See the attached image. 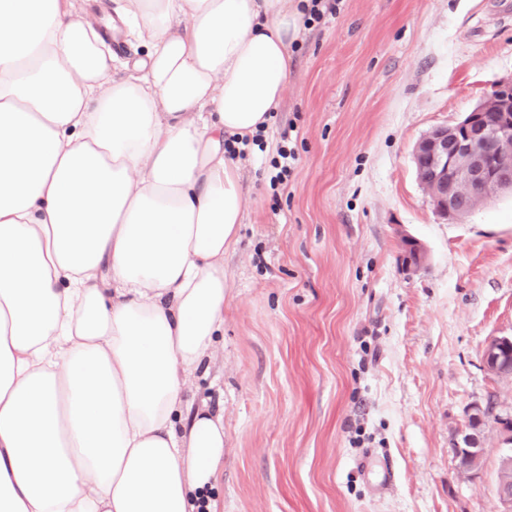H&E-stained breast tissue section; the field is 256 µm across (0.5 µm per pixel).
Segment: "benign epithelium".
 I'll list each match as a JSON object with an SVG mask.
<instances>
[{
    "instance_id": "7a95c632",
    "label": "benign epithelium",
    "mask_w": 512,
    "mask_h": 512,
    "mask_svg": "<svg viewBox=\"0 0 512 512\" xmlns=\"http://www.w3.org/2000/svg\"><path fill=\"white\" fill-rule=\"evenodd\" d=\"M412 158L416 177L438 216L463 220L473 209L512 193V78L498 82L464 117L451 125L426 131L415 143ZM414 253L403 257L405 266L418 268L424 247L403 239ZM484 366L494 376H512V336H491L483 350ZM496 420L502 443H512V414L495 405L474 404L467 412L466 429L455 442L459 467L475 476L481 468L482 449L473 431ZM500 512H512V484H496Z\"/></svg>"
}]
</instances>
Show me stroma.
<instances>
[{"mask_svg":"<svg viewBox=\"0 0 512 512\" xmlns=\"http://www.w3.org/2000/svg\"><path fill=\"white\" fill-rule=\"evenodd\" d=\"M512 77V0H341L303 29L249 206L224 257V339L195 400L224 411L222 512H498L503 445L471 404L512 409L482 345L512 335V194L443 220L412 162L430 128ZM297 167L271 186L279 131ZM427 253L406 270L403 236ZM474 433H465L461 440L455 442V456L459 467L473 477L479 473L481 468L482 448Z\"/></svg>","mask_w":512,"mask_h":512,"instance_id":"stroma-1","label":"stroma"}]
</instances>
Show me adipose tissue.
<instances>
[{
    "label": "adipose tissue",
    "instance_id": "obj_1",
    "mask_svg": "<svg viewBox=\"0 0 512 512\" xmlns=\"http://www.w3.org/2000/svg\"><path fill=\"white\" fill-rule=\"evenodd\" d=\"M305 0H0V512H220L196 403ZM143 49L115 67L102 27Z\"/></svg>",
    "mask_w": 512,
    "mask_h": 512
}]
</instances>
